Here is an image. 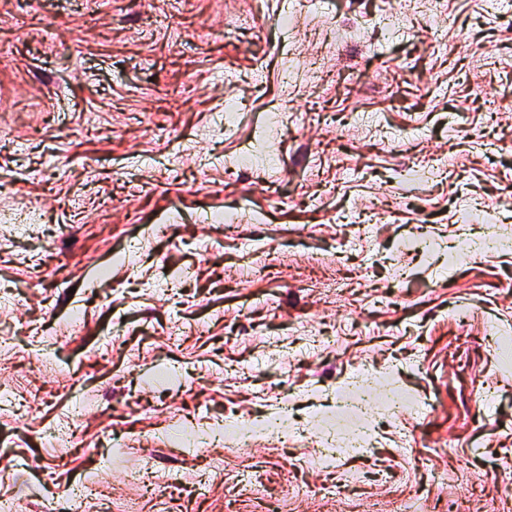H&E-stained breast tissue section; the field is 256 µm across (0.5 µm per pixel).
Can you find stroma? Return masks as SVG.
<instances>
[{
  "label": "stroma",
  "instance_id": "1",
  "mask_svg": "<svg viewBox=\"0 0 512 512\" xmlns=\"http://www.w3.org/2000/svg\"><path fill=\"white\" fill-rule=\"evenodd\" d=\"M492 238L512 0H0V512H512Z\"/></svg>",
  "mask_w": 512,
  "mask_h": 512
}]
</instances>
